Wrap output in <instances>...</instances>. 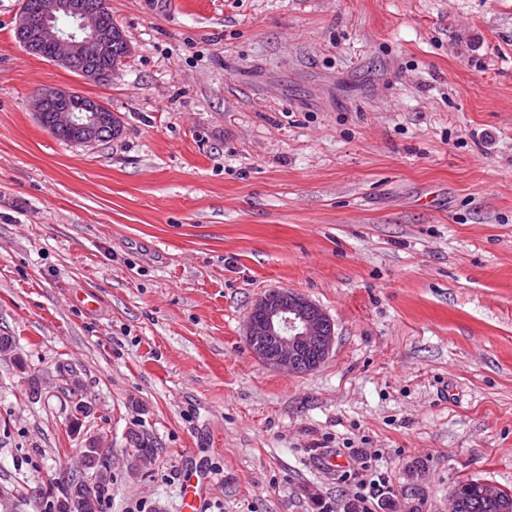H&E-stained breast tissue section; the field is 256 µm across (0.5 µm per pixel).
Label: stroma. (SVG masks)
<instances>
[{
    "label": "stroma",
    "mask_w": 512,
    "mask_h": 512,
    "mask_svg": "<svg viewBox=\"0 0 512 512\" xmlns=\"http://www.w3.org/2000/svg\"><path fill=\"white\" fill-rule=\"evenodd\" d=\"M107 3L132 51L97 83L28 54L0 0V332L27 364L0 360V512L61 493L77 394L108 512H184L199 476L202 512H345L340 448L375 455L381 512L512 489V0ZM47 86L121 134L58 139ZM269 288L332 319L316 371L251 353Z\"/></svg>",
    "instance_id": "1"
}]
</instances>
